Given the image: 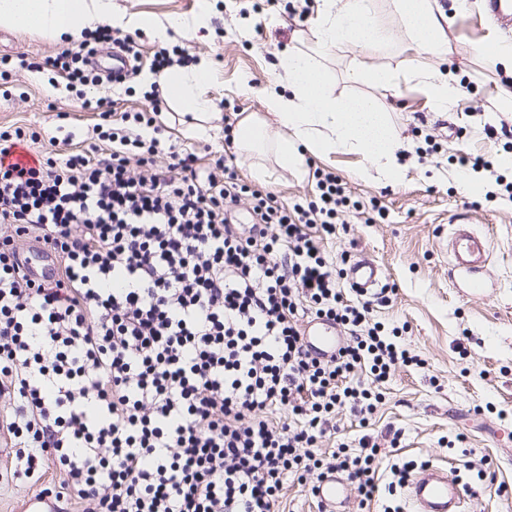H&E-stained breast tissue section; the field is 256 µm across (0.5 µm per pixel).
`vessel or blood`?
<instances>
[{
	"label": "vessel or blood",
	"instance_id": "1",
	"mask_svg": "<svg viewBox=\"0 0 512 512\" xmlns=\"http://www.w3.org/2000/svg\"><path fill=\"white\" fill-rule=\"evenodd\" d=\"M488 240L471 230L466 217L456 219V227L448 241V256L454 269L466 273L465 283L469 293H482L486 282L477 274L488 261ZM385 271L373 259L362 255L353 260L345 270V279L353 292L360 297L380 295V285ZM340 336L335 324L317 319L304 327L305 346L312 356L326 359L334 355ZM322 512H348L347 483L336 473L326 474L315 489ZM408 495L417 512H460L469 496L454 476L443 468H427L411 478Z\"/></svg>",
	"mask_w": 512,
	"mask_h": 512
}]
</instances>
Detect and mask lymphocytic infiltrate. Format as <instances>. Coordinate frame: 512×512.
<instances>
[{"label":"lymphocytic infiltrate","instance_id":"1","mask_svg":"<svg viewBox=\"0 0 512 512\" xmlns=\"http://www.w3.org/2000/svg\"><path fill=\"white\" fill-rule=\"evenodd\" d=\"M50 64L72 86L102 81L80 48ZM145 100L118 126L110 98L83 101L105 159L22 165L11 156L25 131L0 132V480L55 466L57 498L83 512H276L288 480L330 471L372 500L377 448L319 451L337 410L368 426L412 360L370 302L345 297L320 247L365 205L320 169L315 199L287 207L231 165L195 166L135 133L166 107L159 90ZM245 199L246 230L231 221ZM30 242L54 256L51 277L29 274ZM309 318L343 331L334 357L308 354Z\"/></svg>","mask_w":512,"mask_h":512}]
</instances>
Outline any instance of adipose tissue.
<instances>
[{
  "label": "adipose tissue",
  "instance_id": "obj_1",
  "mask_svg": "<svg viewBox=\"0 0 512 512\" xmlns=\"http://www.w3.org/2000/svg\"><path fill=\"white\" fill-rule=\"evenodd\" d=\"M393 9L412 44L421 51L443 55L448 18L436 0H392ZM126 32L144 31L168 43L176 37L208 27L209 13L164 22L114 9L112 0H0V25L36 33L56 42H68L101 23ZM388 36L372 0H320L312 28L313 52L291 51L280 59L289 80L288 94L265 93L268 117L251 113L232 131L237 148L250 159L248 173L266 181V155L282 168L303 167L306 154L328 155L340 150L363 153L367 166L358 177L367 182L401 184L406 173L397 152L398 133L373 100L335 96L324 70L323 53L338 45L371 48ZM213 71L206 57L187 68L176 66L161 75L146 72L143 85L160 84L168 101L210 120L219 118L217 104L208 94Z\"/></svg>",
  "mask_w": 512,
  "mask_h": 512
}]
</instances>
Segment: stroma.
<instances>
[{
    "instance_id": "obj_1",
    "label": "stroma",
    "mask_w": 512,
    "mask_h": 512,
    "mask_svg": "<svg viewBox=\"0 0 512 512\" xmlns=\"http://www.w3.org/2000/svg\"><path fill=\"white\" fill-rule=\"evenodd\" d=\"M122 11L149 14L162 20L190 17L208 5L209 28L176 42L186 61L208 56L214 80L208 92L220 112L244 116L264 113L263 92L271 86L285 88L287 74L279 67L280 54L289 49L310 50L312 24L318 0H279L273 9L241 18L246 0H112ZM449 18L446 29L448 55L441 58L416 49L392 16V0H374L378 17L390 25L393 37L373 48L339 46L322 60L335 95L371 98L387 112L399 132V147L408 148L406 176L402 184H375L359 180L356 172L365 165L357 152L339 151L311 155L301 171L273 168L264 182L279 201L289 205L315 192V169L339 174L353 199H377L384 217L366 222L346 213L335 239L326 241L333 259H355L365 254L386 271L385 291L373 301L371 318L402 329L401 343L417 355L420 365L398 367L382 389V400L369 428H361L348 413H336L335 432L324 439L323 451L347 444L359 452L363 436L377 437L386 429L399 430L397 447L382 445L379 465V497L356 512H380L382 506L413 512L406 487L388 491L389 466L394 459L424 466L448 468L472 492L463 512H512V439L498 446L495 430L512 431V198L504 191L494 197L470 195L457 180L456 160L464 154L481 153L490 159L512 151V144L487 135L499 120H487L491 99L512 90V76L495 65L483 44L512 42V27L484 24L476 0L458 7L456 0H437ZM62 44L34 33L0 27V58L15 61L7 84L8 96H0V131L22 128L37 132L29 144L36 156L50 150V138L68 140L70 147H89L95 142L97 113L82 106L83 98L106 96L116 112L142 108L145 88L139 78L127 84L102 83L77 96L63 77L51 70L41 72L19 67V60L41 62L56 56ZM359 66L387 68L398 81L386 89L356 81ZM449 71L468 88L457 105L446 113L433 112L413 70ZM252 91H244L243 78ZM68 119H58V112ZM161 138L193 152L200 164L214 163L224 153V124L201 136L194 132L192 115L169 106L162 114ZM426 156H418V149ZM467 215L471 227L491 242V257L484 278L487 289L472 295L449 277L448 236L451 219ZM487 478H479V471ZM63 481L56 468H48L40 483L24 479L0 483V512H23L26 500L43 489L58 488ZM510 487L499 494L497 485Z\"/></svg>"
}]
</instances>
